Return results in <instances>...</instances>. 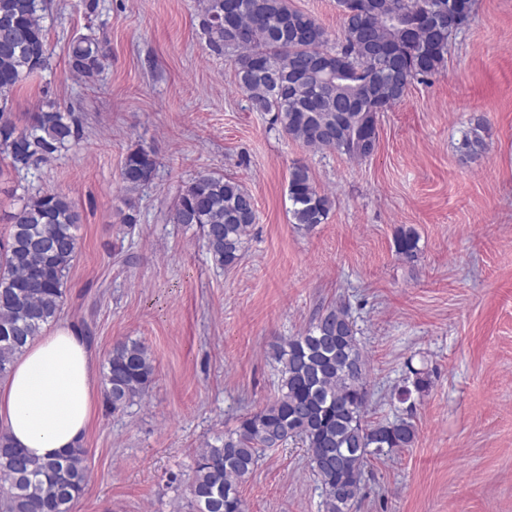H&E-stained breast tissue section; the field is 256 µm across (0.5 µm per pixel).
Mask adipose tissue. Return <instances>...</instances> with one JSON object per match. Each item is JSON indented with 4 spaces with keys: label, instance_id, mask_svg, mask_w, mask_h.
Listing matches in <instances>:
<instances>
[{
    "label": "adipose tissue",
    "instance_id": "adipose-tissue-1",
    "mask_svg": "<svg viewBox=\"0 0 512 512\" xmlns=\"http://www.w3.org/2000/svg\"><path fill=\"white\" fill-rule=\"evenodd\" d=\"M96 397L93 361L76 327L55 323L29 342L0 382V430L48 460L85 440Z\"/></svg>",
    "mask_w": 512,
    "mask_h": 512
}]
</instances>
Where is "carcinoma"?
Returning a JSON list of instances; mask_svg holds the SVG:
<instances>
[{"instance_id":"cac0c4a2","label":"carcinoma","mask_w":512,"mask_h":512,"mask_svg":"<svg viewBox=\"0 0 512 512\" xmlns=\"http://www.w3.org/2000/svg\"><path fill=\"white\" fill-rule=\"evenodd\" d=\"M343 40L329 45L326 29L289 0H202L200 29L210 54L234 64V82L253 112L270 115L271 125L307 147L336 151L350 159L368 157L376 135L377 112L391 110L415 79L436 72L455 27L448 7L472 15L473 0H337ZM45 0H0L4 43L0 44V153L17 173L80 139L70 114L40 111L28 128L17 125L7 103L20 83L46 66L42 24ZM107 56L106 40L74 39L70 72L92 79ZM462 149L486 150L484 122L465 134ZM156 153L139 146L121 166L126 188L153 183ZM293 223H323L331 197L317 189L309 168L297 163L288 179ZM256 220L255 201L234 177L205 173L180 193L170 215L174 224H197L215 264L239 263ZM11 232L0 245V377L44 328L58 320L65 285L76 257L79 214L60 192H38L10 216ZM396 252L411 260L418 237L399 229ZM279 364L278 393L257 411L240 418L220 444L201 449L186 487L188 512H244L240 487L266 451L290 439L301 441L323 496L324 512H350L358 498L369 457L411 447L416 426L408 419L374 423L367 418L369 364L348 307L336 303L320 311L297 336L272 345ZM411 387L423 394L431 374L411 369ZM155 367L144 343L116 342L106 359L102 383L112 411L141 400ZM88 481L84 448L40 461L11 445L0 432V489L7 512H72Z\"/></svg>"}]
</instances>
